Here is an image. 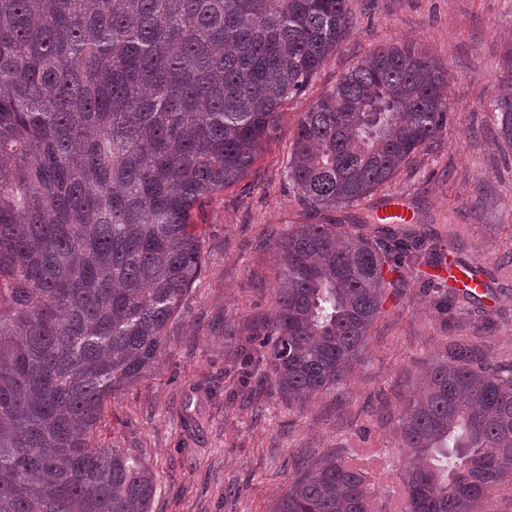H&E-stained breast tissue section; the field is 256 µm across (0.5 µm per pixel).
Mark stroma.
Returning <instances> with one entry per match:
<instances>
[{"instance_id":"obj_1","label":"stroma","mask_w":512,"mask_h":512,"mask_svg":"<svg viewBox=\"0 0 512 512\" xmlns=\"http://www.w3.org/2000/svg\"><path fill=\"white\" fill-rule=\"evenodd\" d=\"M351 27L306 92L280 109L277 137L249 172L197 205L208 270L166 330L159 364L107 402L105 446L154 473L152 512H267L304 461L358 458L375 479L374 512H401L408 456L397 420L446 342L477 338L494 367L512 368V149L501 146L497 98L512 94V0H348ZM413 43L445 74L451 104L441 137L353 206L317 212L288 181L303 112L371 48ZM413 211L422 254L402 269L348 381L288 405L265 371L238 382L241 347L275 312L279 244L298 224H361L387 198ZM488 273L493 304L443 308L424 287L441 253Z\"/></svg>"}]
</instances>
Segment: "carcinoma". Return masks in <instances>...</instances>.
I'll return each instance as SVG.
<instances>
[{
    "mask_svg": "<svg viewBox=\"0 0 512 512\" xmlns=\"http://www.w3.org/2000/svg\"><path fill=\"white\" fill-rule=\"evenodd\" d=\"M350 28L347 0H0V512H151L143 461L97 439L107 401L159 363L206 262L192 210L242 178ZM421 47L369 51L303 113L288 180L333 211L442 133ZM512 147V94L497 99ZM423 248L335 224L281 245L268 347L288 404L336 388ZM402 512H482L512 484V370L446 344L398 419ZM369 473L304 466L269 512H371Z\"/></svg>",
    "mask_w": 512,
    "mask_h": 512,
    "instance_id": "obj_1",
    "label": "carcinoma"
}]
</instances>
